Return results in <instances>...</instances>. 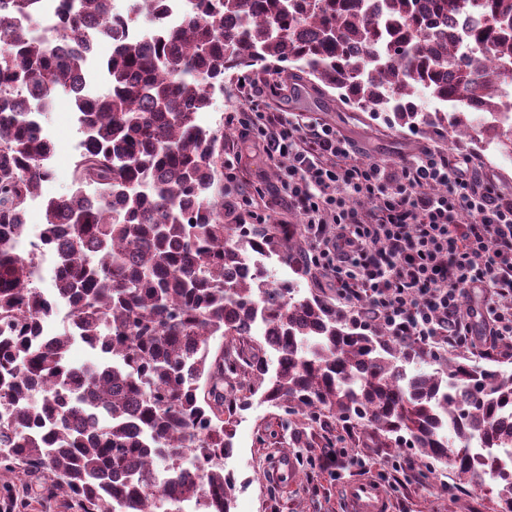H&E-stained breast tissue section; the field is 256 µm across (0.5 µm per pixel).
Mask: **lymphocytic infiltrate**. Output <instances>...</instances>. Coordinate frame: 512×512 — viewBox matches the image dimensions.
<instances>
[{
    "label": "lymphocytic infiltrate",
    "instance_id": "f902f5d3",
    "mask_svg": "<svg viewBox=\"0 0 512 512\" xmlns=\"http://www.w3.org/2000/svg\"><path fill=\"white\" fill-rule=\"evenodd\" d=\"M259 138L270 160L288 161L281 187L306 219L309 264L343 299H364L360 325L382 323L406 345L465 348L462 297L480 291L491 342L512 343V201L440 151L401 165L365 159L333 127L285 116L266 117Z\"/></svg>",
    "mask_w": 512,
    "mask_h": 512
}]
</instances>
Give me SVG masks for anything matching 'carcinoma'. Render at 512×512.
Wrapping results in <instances>:
<instances>
[{
	"label": "carcinoma",
	"instance_id": "obj_1",
	"mask_svg": "<svg viewBox=\"0 0 512 512\" xmlns=\"http://www.w3.org/2000/svg\"><path fill=\"white\" fill-rule=\"evenodd\" d=\"M0 0V487L18 477L69 512H231L236 479L217 460L233 451L236 399L224 379L249 368L248 389L325 432L363 430L374 448L409 436L424 463L478 485L475 441L512 448V371L464 354L415 381L425 361L383 326L364 329L335 306L238 273L247 253H274L303 276L293 230L244 223L224 201V129L205 127L224 74L276 66L298 85L333 89L362 112L438 128L453 142L482 135L512 152V126L476 125L507 107L512 0ZM486 23L448 39V20ZM112 54L95 70L84 31ZM103 78L107 91L78 90ZM72 94L83 139L72 187L45 201L41 245L57 254L51 293L33 286L35 254L18 253L27 202L53 176V152L31 102ZM442 103L428 111L421 94ZM471 107L448 118V97ZM62 299L72 331L39 337ZM260 321L271 336L258 341ZM215 336L228 339L209 360ZM80 341L108 360L82 370ZM278 355L268 375L265 348ZM205 385H200V382ZM192 454L196 471L182 469ZM512 512V476L498 482Z\"/></svg>",
	"mask_w": 512,
	"mask_h": 512
}]
</instances>
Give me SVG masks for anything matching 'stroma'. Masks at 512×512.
<instances>
[{
  "mask_svg": "<svg viewBox=\"0 0 512 512\" xmlns=\"http://www.w3.org/2000/svg\"><path fill=\"white\" fill-rule=\"evenodd\" d=\"M288 113L300 124H329L352 140L363 155L372 158L409 160L422 149L431 148L452 156L468 157L470 167L485 176L503 199L512 200V166L494 161L482 143L468 139L449 144L436 131H417L399 126L392 113L361 112L340 102L335 90L303 85L291 92L281 71L272 69L245 76L229 72L222 93L214 94L208 112L202 113L205 125L221 127L224 138V162L233 174L237 194L247 198L249 208L269 224H301L298 214L289 212L281 199L280 176L273 172L261 146L255 141L263 115ZM41 122L54 145L50 166L51 180L44 182L40 200L26 210V246L38 243L43 228L44 199L67 192L72 183V167L79 153L82 135L73 98L56 93L43 109ZM270 278L278 284L290 283L299 295L315 294L337 301L336 283L331 275L311 269L309 276L296 274L278 258L267 261ZM464 307L472 308L473 348L466 355L471 363L512 369V345L495 346L485 340L482 317L483 295L464 297ZM310 437L301 431L300 419L285 415L271 406L261 394L246 396L233 424L234 451L224 468L237 480L234 512H346L345 486L369 479L381 489L391 512H495L497 486L459 482L450 470L419 466L416 451L408 443L394 448H369L365 445L344 450L347 461L339 477H331L321 467V450L310 447ZM285 450L297 457V478L289 489H281L264 480L265 467L274 454ZM368 463L367 469L355 466V459ZM414 468H407V461Z\"/></svg>",
  "mask_w": 512,
  "mask_h": 512,
  "instance_id": "35a3bbf8",
  "label": "stroma"
}]
</instances>
